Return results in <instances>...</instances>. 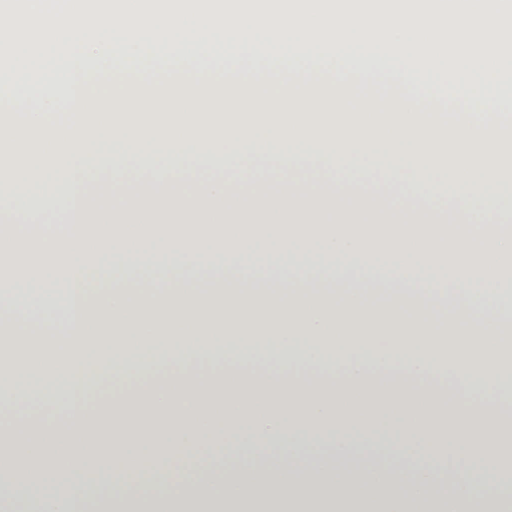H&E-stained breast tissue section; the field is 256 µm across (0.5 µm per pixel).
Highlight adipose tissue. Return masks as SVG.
<instances>
[{"label": "adipose tissue", "mask_w": 512, "mask_h": 512, "mask_svg": "<svg viewBox=\"0 0 512 512\" xmlns=\"http://www.w3.org/2000/svg\"><path fill=\"white\" fill-rule=\"evenodd\" d=\"M268 252L280 265L267 275ZM26 277L0 266V297L16 313L0 339L36 345L40 398L59 419L0 429V501L75 512L90 476L111 474L100 512H441L428 493L452 483L472 494L477 461L512 467V410L461 402L437 375L473 391L499 389L490 358L512 325L500 318L501 271L512 245L322 235H225L85 240L28 255ZM65 298L67 315L51 311ZM29 308L47 311L43 320ZM455 355L437 366L433 343ZM336 377L258 376L246 351ZM223 358L214 377L186 372ZM172 372L153 379L159 361ZM72 389L137 377L94 410ZM252 447L257 464L201 468V450L228 458ZM307 457L306 476L295 464ZM335 466H327V459ZM178 495H168L169 486Z\"/></svg>", "instance_id": "1"}]
</instances>
